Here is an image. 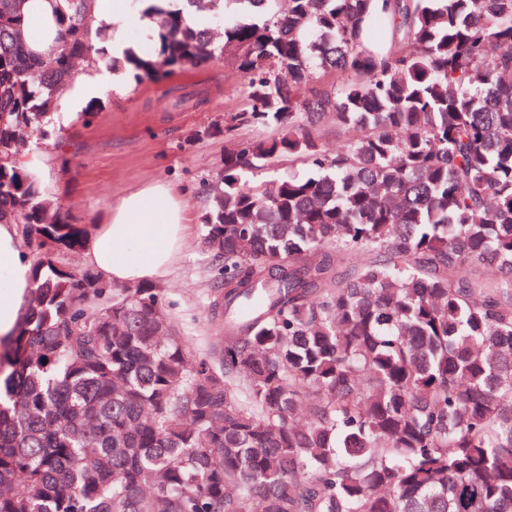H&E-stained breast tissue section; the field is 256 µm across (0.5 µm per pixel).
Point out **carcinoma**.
<instances>
[{
  "instance_id": "carcinoma-1",
  "label": "carcinoma",
  "mask_w": 512,
  "mask_h": 512,
  "mask_svg": "<svg viewBox=\"0 0 512 512\" xmlns=\"http://www.w3.org/2000/svg\"><path fill=\"white\" fill-rule=\"evenodd\" d=\"M184 2L222 36L158 7L126 64L228 52L231 121L278 131L224 153L203 218L208 356L163 289L57 264L88 227L16 159L92 51L88 0L46 59L0 0V220L35 247L0 339V512H512V0ZM285 156L313 174L265 178Z\"/></svg>"
}]
</instances>
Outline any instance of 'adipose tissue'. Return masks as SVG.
<instances>
[{"label": "adipose tissue", "instance_id": "obj_1", "mask_svg": "<svg viewBox=\"0 0 512 512\" xmlns=\"http://www.w3.org/2000/svg\"><path fill=\"white\" fill-rule=\"evenodd\" d=\"M62 0H27L26 42L39 57L54 54L62 41ZM96 73L69 84L52 119L68 123L82 102L105 82ZM189 228L186 205L168 184L156 182L127 194L86 241V261L105 280L124 285L164 280L184 249ZM33 288L32 265L23 253L17 224L0 222V335L16 331Z\"/></svg>", "mask_w": 512, "mask_h": 512}]
</instances>
